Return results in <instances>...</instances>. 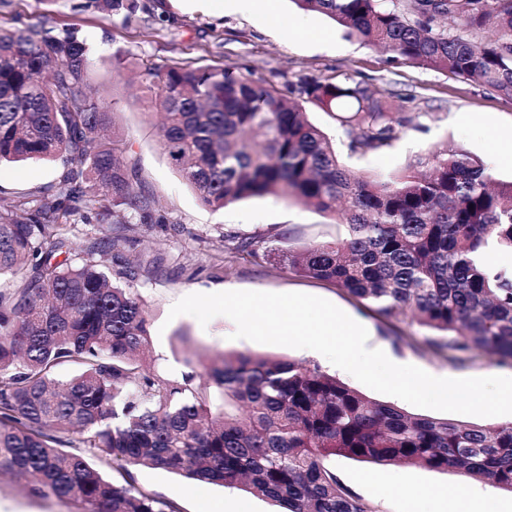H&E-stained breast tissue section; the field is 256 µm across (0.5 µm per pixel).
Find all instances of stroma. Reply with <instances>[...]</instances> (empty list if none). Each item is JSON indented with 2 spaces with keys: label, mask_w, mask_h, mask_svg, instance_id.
I'll return each mask as SVG.
<instances>
[{
  "label": "stroma",
  "mask_w": 512,
  "mask_h": 512,
  "mask_svg": "<svg viewBox=\"0 0 512 512\" xmlns=\"http://www.w3.org/2000/svg\"><path fill=\"white\" fill-rule=\"evenodd\" d=\"M79 0H0V29L13 31L42 22L54 31L77 27L95 48L98 96L114 107L117 132L130 144L129 157L139 167L146 192L153 194L167 221L149 231H133L124 257H160L157 268L132 284L148 315L150 349L147 362L161 379L180 378L189 358L221 351L253 352L304 359L327 372L335 367L319 356L302 357L295 348L234 338V322L217 316L200 326L189 315L170 317L172 305L194 293L229 290L300 292L329 300L372 333L390 356L453 378L512 377V366L495 356L475 352L459 364L424 353L416 341L422 329L410 320L388 322L366 309L335 284L302 276L290 268L281 251L335 239L344 228L336 218L280 196L246 198L214 211L201 204L181 180L160 147L156 109L144 103L137 86L129 85L128 68H116L115 50L129 52L138 67L152 64L203 67H245L255 78L283 85L305 75L328 81L352 76L381 90L392 107L418 113L419 129L404 133L383 153L352 156L349 139L328 112L306 105L310 120L336 146L341 159L372 175L384 176L429 153L444 142L463 146L480 157L497 179H512V165L500 161L497 140L512 139V100L452 74L393 61L356 37H346L333 21L298 11L292 0H272V14L237 11L221 0H137L132 22L100 13L78 12ZM294 36H286V29ZM64 166L58 161L0 165V202L24 194H40L58 181ZM265 236L255 256L241 259L228 251L232 236ZM329 467L353 494L375 512H435L437 505L423 489L455 485L453 471L417 466L380 465L333 457ZM137 486L174 501L180 512H201L205 502L226 500L247 504L250 512H277L268 500L217 485H194L155 469L134 472ZM0 512H73L72 504L54 497L39 498L21 482L0 479Z\"/></svg>",
  "instance_id": "35a3bbf8"
}]
</instances>
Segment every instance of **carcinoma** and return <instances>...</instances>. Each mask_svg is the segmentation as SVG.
Returning a JSON list of instances; mask_svg holds the SVG:
<instances>
[{"label":"carcinoma","mask_w":512,"mask_h":512,"mask_svg":"<svg viewBox=\"0 0 512 512\" xmlns=\"http://www.w3.org/2000/svg\"><path fill=\"white\" fill-rule=\"evenodd\" d=\"M348 35L512 99V0H293ZM128 22L136 0H86ZM93 49L76 28L0 31V163L68 164L58 182L0 210V475L78 512H180L132 470L238 488L284 512H373L330 457L453 470L512 491V421L477 425L408 413L302 361L250 352L185 360L162 380L142 358L149 318L110 281L133 226L164 224L111 107L91 95ZM165 114L164 152L213 210L285 194L336 215L346 233L288 250L297 273L333 283L386 321L411 318L418 347L451 361L482 351L512 364V180L447 143L385 178L343 164L301 102L333 113L360 156L417 130L382 93L347 76H303L284 94L234 68L154 65L142 73ZM86 226L83 241L72 228ZM98 224H108L102 231ZM252 256L260 236L229 238ZM69 364L66 380L55 369ZM112 460L117 483L79 454Z\"/></svg>","instance_id":"carcinoma-1"}]
</instances>
